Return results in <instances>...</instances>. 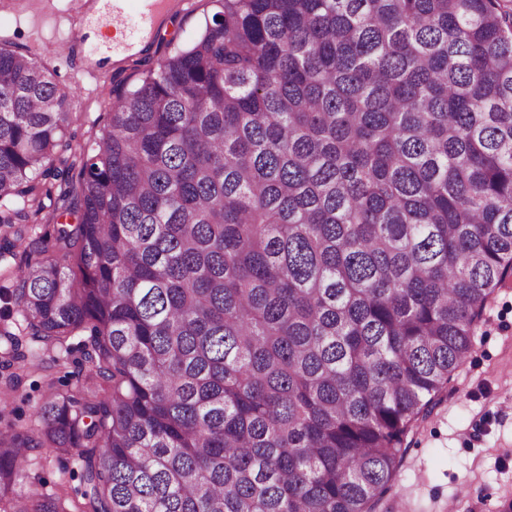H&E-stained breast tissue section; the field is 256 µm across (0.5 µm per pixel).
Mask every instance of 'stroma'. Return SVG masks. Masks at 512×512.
<instances>
[{"label":"stroma","mask_w":512,"mask_h":512,"mask_svg":"<svg viewBox=\"0 0 512 512\" xmlns=\"http://www.w3.org/2000/svg\"><path fill=\"white\" fill-rule=\"evenodd\" d=\"M75 0H0V39L37 49L39 62L56 70L71 94L75 117L70 124L73 150L94 146L108 122L114 80L125 88L139 85L143 60L157 59L167 47L183 45L216 10L214 0H187L184 8L140 53L109 62L99 85L80 78L78 61L58 55L53 45L71 30L57 17L71 13ZM62 366L44 370L40 343L28 342L31 368L18 391L8 393L0 429L27 431L48 383L78 392L88 383V366L69 339ZM391 489L374 512H498L512 501V286L497 289L487 304L476 345L454 372L437 407L414 424ZM26 490L62 496L67 512H78L83 499L77 453L40 448L28 458Z\"/></svg>","instance_id":"obj_1"}]
</instances>
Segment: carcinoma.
I'll use <instances>...</instances> for the list:
<instances>
[{
	"label": "carcinoma",
	"mask_w": 512,
	"mask_h": 512,
	"mask_svg": "<svg viewBox=\"0 0 512 512\" xmlns=\"http://www.w3.org/2000/svg\"><path fill=\"white\" fill-rule=\"evenodd\" d=\"M72 153L57 73L0 42V383L81 334L103 392L0 429L82 462V512H372L512 277V0H216Z\"/></svg>",
	"instance_id": "obj_1"
}]
</instances>
